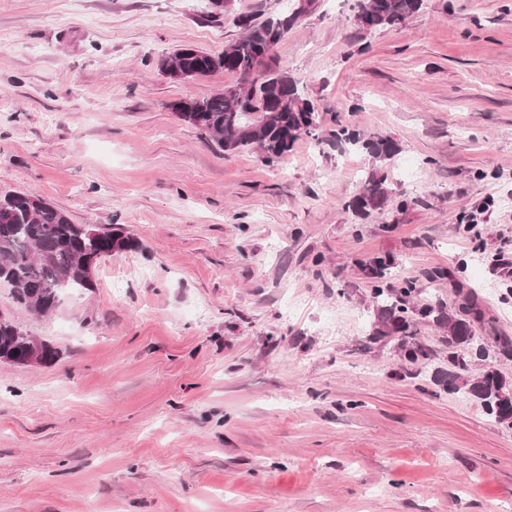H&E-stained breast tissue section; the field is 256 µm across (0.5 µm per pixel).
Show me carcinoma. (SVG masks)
I'll return each mask as SVG.
<instances>
[{"label":"carcinoma","instance_id":"cac0c4a2","mask_svg":"<svg viewBox=\"0 0 512 512\" xmlns=\"http://www.w3.org/2000/svg\"><path fill=\"white\" fill-rule=\"evenodd\" d=\"M421 7L422 0H357L356 20L364 29L377 30L405 23ZM306 12L307 8H298L263 21L247 14L235 18L242 35L225 44L224 53L199 50L186 58V64L202 76L216 71L238 74L244 78V86L202 99L180 100L172 109L220 149L255 148L269 164L283 160L301 136H317L315 107L303 97L300 81L288 70L268 65L275 47ZM333 137L338 144L365 151L375 163L390 162L400 151L389 137L368 136L348 126L337 129ZM388 198L385 179L372 171L348 208L364 216L385 206ZM117 242L125 248V239L119 234L101 232L91 224H75L67 212L42 198L20 192L0 195V282L10 285L17 302L30 310L37 304L41 313L47 314L60 303L62 294L94 287V279L74 264L75 256H110ZM395 265L390 254L361 263L366 277L374 280L371 339L398 337L401 356L418 363L428 359V352L411 329L407 314L444 330L453 369L435 371L433 382L449 392L465 391L500 424L512 420V389L506 381L491 369L471 377L470 364L458 353L461 348L473 351L477 346L473 321L479 311L474 299L463 298L455 309L441 301L423 302L413 280L402 281L398 288L383 284ZM15 328L14 322L0 316V359L24 357L26 346L15 338Z\"/></svg>","mask_w":512,"mask_h":512}]
</instances>
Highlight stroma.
Instances as JSON below:
<instances>
[{
	"label": "stroma",
	"instance_id": "35a3bbf8",
	"mask_svg": "<svg viewBox=\"0 0 512 512\" xmlns=\"http://www.w3.org/2000/svg\"><path fill=\"white\" fill-rule=\"evenodd\" d=\"M0 0V193L19 191L132 248L41 316L0 283V316L58 351L0 363V512H512V428L431 380L432 357L369 338L359 261L512 338V0H424L362 29L356 0H312L275 47L319 136L284 162L220 150L173 102L239 85L175 83L183 46L219 54L238 13L295 0ZM394 139L387 205L345 204L373 168L337 125ZM453 268L454 282L426 271Z\"/></svg>",
	"mask_w": 512,
	"mask_h": 512
}]
</instances>
